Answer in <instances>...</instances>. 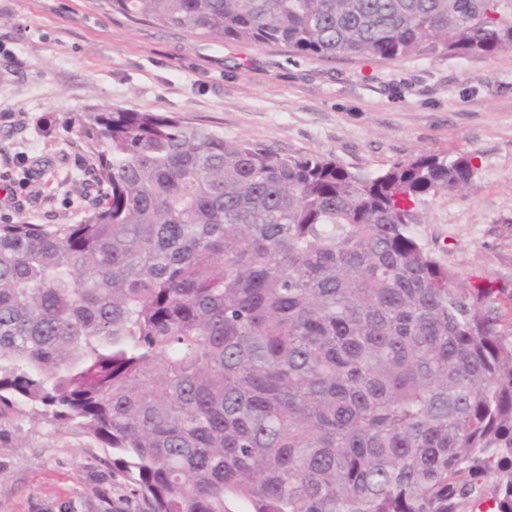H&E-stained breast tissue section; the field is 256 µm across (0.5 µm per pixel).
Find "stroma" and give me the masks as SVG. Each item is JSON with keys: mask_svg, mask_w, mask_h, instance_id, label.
<instances>
[{"mask_svg": "<svg viewBox=\"0 0 512 512\" xmlns=\"http://www.w3.org/2000/svg\"><path fill=\"white\" fill-rule=\"evenodd\" d=\"M0 173L35 175L0 215L76 224L93 203L78 117L93 105L159 112L284 156H333L374 174L429 151L475 154L462 192L426 195L419 241L461 277L512 289V52L316 58L224 44L114 11L109 0H0ZM112 455L78 431L0 425V512H141Z\"/></svg>", "mask_w": 512, "mask_h": 512, "instance_id": "obj_1", "label": "stroma"}]
</instances>
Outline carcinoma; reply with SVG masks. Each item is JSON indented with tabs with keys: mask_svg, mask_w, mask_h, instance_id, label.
<instances>
[{
	"mask_svg": "<svg viewBox=\"0 0 512 512\" xmlns=\"http://www.w3.org/2000/svg\"><path fill=\"white\" fill-rule=\"evenodd\" d=\"M311 57H488L512 0H112ZM97 203L0 224V419L112 452L146 512H512V305L418 240L475 155L365 176L99 107Z\"/></svg>",
	"mask_w": 512,
	"mask_h": 512,
	"instance_id": "cac0c4a2",
	"label": "carcinoma"
}]
</instances>
